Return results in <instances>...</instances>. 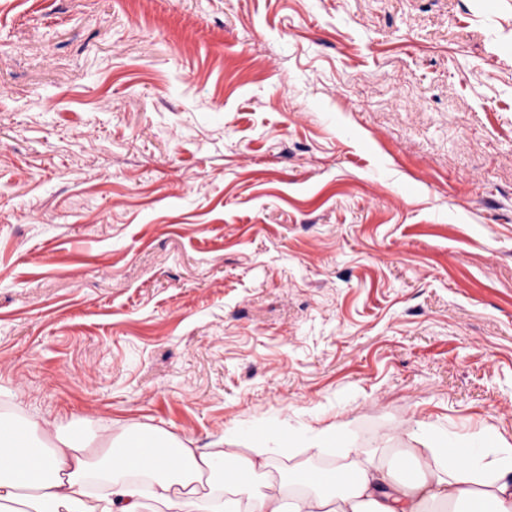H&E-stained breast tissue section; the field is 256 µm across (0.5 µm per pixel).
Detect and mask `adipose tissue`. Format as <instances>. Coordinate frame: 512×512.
<instances>
[{"label":"adipose tissue","mask_w":512,"mask_h":512,"mask_svg":"<svg viewBox=\"0 0 512 512\" xmlns=\"http://www.w3.org/2000/svg\"><path fill=\"white\" fill-rule=\"evenodd\" d=\"M166 455L130 458V435L97 451L21 406L0 414V512H512V445L493 435L451 454L445 435L426 434L433 466L403 473L373 458L354 461L352 478L329 484L296 479L293 505L261 490L265 449L241 460L246 485L200 493L219 459L198 454L162 433L147 436Z\"/></svg>","instance_id":"obj_1"}]
</instances>
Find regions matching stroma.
<instances>
[{"label":"stroma","mask_w":512,"mask_h":512,"mask_svg":"<svg viewBox=\"0 0 512 512\" xmlns=\"http://www.w3.org/2000/svg\"><path fill=\"white\" fill-rule=\"evenodd\" d=\"M127 3L0 0V411L512 444V0Z\"/></svg>","instance_id":"stroma-1"}]
</instances>
